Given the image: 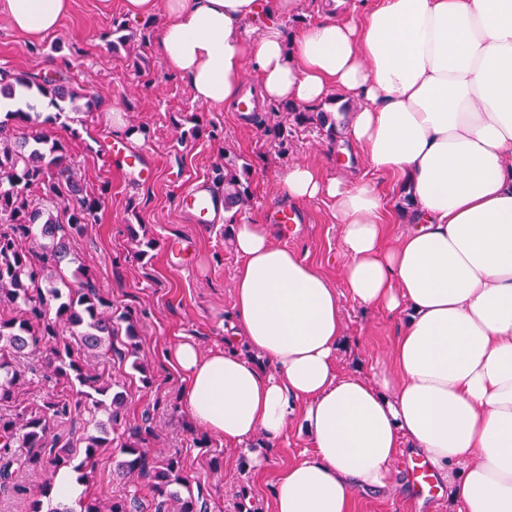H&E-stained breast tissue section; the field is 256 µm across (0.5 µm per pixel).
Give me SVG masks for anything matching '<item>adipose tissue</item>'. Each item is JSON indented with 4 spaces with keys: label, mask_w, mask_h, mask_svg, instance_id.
I'll return each instance as SVG.
<instances>
[{
    "label": "adipose tissue",
    "mask_w": 512,
    "mask_h": 512,
    "mask_svg": "<svg viewBox=\"0 0 512 512\" xmlns=\"http://www.w3.org/2000/svg\"><path fill=\"white\" fill-rule=\"evenodd\" d=\"M299 3L123 0L136 19L164 12L156 49L201 105L233 107L248 67L268 103L356 101L336 151L365 172L339 180L298 162L279 180L289 199L330 201L351 300L405 319L374 381L339 374L333 282L275 245L276 225H233L224 346L172 352L184 400L258 468L254 439L277 444L300 418L312 451L280 471L270 512H351L355 488L389 484L406 442L447 478L458 512H512V0H331L292 39L281 20ZM69 7L0 0V15L36 41ZM383 177L413 202L394 245Z\"/></svg>",
    "instance_id": "ef3b65f1"
}]
</instances>
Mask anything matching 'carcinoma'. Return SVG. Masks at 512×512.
<instances>
[{
  "instance_id": "carcinoma-1",
  "label": "carcinoma",
  "mask_w": 512,
  "mask_h": 512,
  "mask_svg": "<svg viewBox=\"0 0 512 512\" xmlns=\"http://www.w3.org/2000/svg\"><path fill=\"white\" fill-rule=\"evenodd\" d=\"M73 77L33 76L3 82L0 96L15 97V86L32 88L51 98L58 112L79 98ZM269 112H286L298 126L313 125L333 139L336 120L323 110L302 109L290 103H273ZM25 123V131L0 120V306L13 314L0 316V406L15 405L13 416L0 415V489L24 471L45 470L51 478L38 485L28 500V512H43V501L56 502L53 512H211L210 502L194 492L183 474L180 457H154L147 448L150 428L133 426L112 437L104 425L83 437L84 446L54 432V425L80 419L82 399L108 411L114 427L124 405L122 393L99 373L92 360L115 355L123 361L135 354L133 319L128 321L126 349L112 343V304L103 296L95 276L83 266L73 279L57 274V264L69 252L72 234L96 224L102 193L81 184L70 161L67 142L41 130L38 118L18 109L11 112ZM252 164L224 157V210L244 207L252 200ZM38 224L41 251L26 249L32 226ZM45 350L44 363L54 379L53 390L42 398L24 402L19 388L39 368L22 362L33 350ZM117 448L112 477L128 485L113 499L86 492L79 509H72L56 490L52 477L62 470L77 474L88 484L100 456Z\"/></svg>"
}]
</instances>
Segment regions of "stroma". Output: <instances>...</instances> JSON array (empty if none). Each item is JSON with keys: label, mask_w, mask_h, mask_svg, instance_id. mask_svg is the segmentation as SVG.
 <instances>
[{"label": "stroma", "mask_w": 512, "mask_h": 512, "mask_svg": "<svg viewBox=\"0 0 512 512\" xmlns=\"http://www.w3.org/2000/svg\"><path fill=\"white\" fill-rule=\"evenodd\" d=\"M116 19L137 30L141 42L130 49L113 48L110 33ZM162 21L159 15L128 18L123 0H72L59 28L33 42L0 15V70L18 77L58 69L74 75L80 88L99 102L91 112L60 114L45 99L39 110L46 132L69 142L71 161L87 184L108 190L98 223L86 225L72 238L71 257L62 267L70 273L84 265L113 309L132 313L136 351L146 373L126 362L104 365L106 378L124 396L123 423L134 425L149 417V448L160 456H180L192 485L209 494L212 512H265L277 473L310 451L308 439L297 423H290L264 469L256 470L244 449L226 445L194 423L183 400L187 380L171 365L169 354L184 340L205 352L223 347L224 318L240 264L231 227L271 223L284 207L279 173L299 160L320 165L329 178L345 177L348 169L329 156V140L316 128L293 129L278 146L243 113L197 104L186 80L170 73L155 50ZM137 55L145 58L144 69L133 65ZM116 109L128 125L146 131L139 147L151 154L147 182L116 173L103 151V140L115 137ZM190 116L198 119L202 131L184 140L175 123ZM228 155L252 164L253 199L228 222L200 227L181 197L195 184L211 182L214 168ZM294 212L295 224L277 240L335 284L345 340L338 366L372 377L393 351L401 318L350 300L342 278L347 258L328 203L311 201L295 206ZM147 240L153 248L140 250ZM410 456V449H403L392 463L386 489L357 488L353 512H416L406 474Z\"/></svg>", "instance_id": "35a3bbf8"}]
</instances>
